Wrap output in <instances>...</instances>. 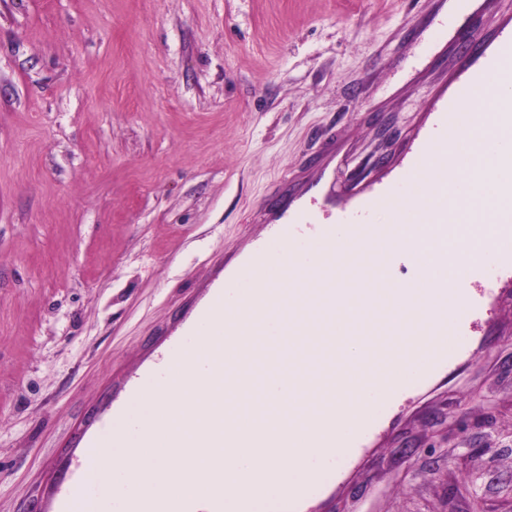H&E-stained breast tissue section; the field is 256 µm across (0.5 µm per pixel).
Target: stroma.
<instances>
[{
	"instance_id": "obj_1",
	"label": "stroma",
	"mask_w": 512,
	"mask_h": 512,
	"mask_svg": "<svg viewBox=\"0 0 512 512\" xmlns=\"http://www.w3.org/2000/svg\"><path fill=\"white\" fill-rule=\"evenodd\" d=\"M0 0V512H56L81 439L281 208L393 183L512 35V0ZM308 512H512V280Z\"/></svg>"
}]
</instances>
